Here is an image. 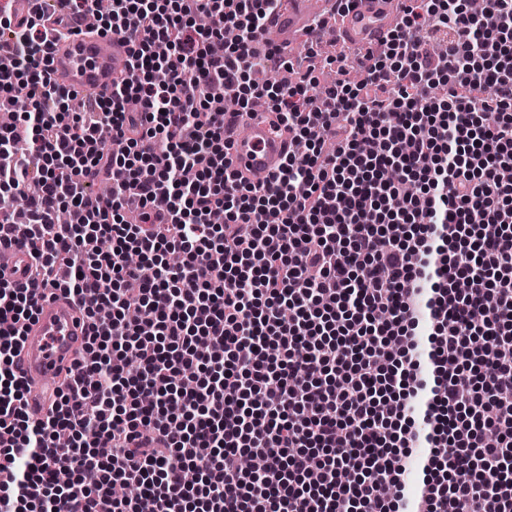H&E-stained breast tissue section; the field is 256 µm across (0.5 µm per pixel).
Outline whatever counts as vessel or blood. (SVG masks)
I'll use <instances>...</instances> for the list:
<instances>
[{
  "instance_id": "b4317fda",
  "label": "vessel or blood",
  "mask_w": 512,
  "mask_h": 512,
  "mask_svg": "<svg viewBox=\"0 0 512 512\" xmlns=\"http://www.w3.org/2000/svg\"><path fill=\"white\" fill-rule=\"evenodd\" d=\"M392 3L353 0L349 10L335 14L333 26L349 44L370 41L382 46L394 27ZM312 15L309 0H289L287 11L270 20L267 39L286 45L288 37L303 34ZM42 32L51 44L50 74L57 84L92 99L111 96L112 77L129 57V45L122 36L81 33L60 40L49 24ZM289 150V139L275 132L268 121L257 118L235 136L229 154L231 168L239 179L263 186L278 172ZM9 254L11 261L1 270L12 281L25 282L30 264L26 248L15 245ZM85 331L84 314L68 296L39 297L35 321L18 357V369L27 386V410L33 418H44L57 402L65 371L82 345Z\"/></svg>"
}]
</instances>
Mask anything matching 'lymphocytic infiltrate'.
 Listing matches in <instances>:
<instances>
[{"label":"lymphocytic infiltrate","mask_w":512,"mask_h":512,"mask_svg":"<svg viewBox=\"0 0 512 512\" xmlns=\"http://www.w3.org/2000/svg\"><path fill=\"white\" fill-rule=\"evenodd\" d=\"M49 2L0 7V250L34 263L0 280V512H512V0H400L357 81L265 41L288 0H112L130 55L80 112ZM258 100L307 143L264 188L225 137ZM51 289L85 355L35 419ZM11 256V261L5 266H0V271H4L6 277L16 283H24L27 280L30 259L27 255V249L21 244L15 245L7 250ZM86 320L80 307L56 291L39 297L37 314L18 357L26 386L27 410L44 418L58 400L66 368L82 345Z\"/></svg>","instance_id":"f902f5d3"}]
</instances>
